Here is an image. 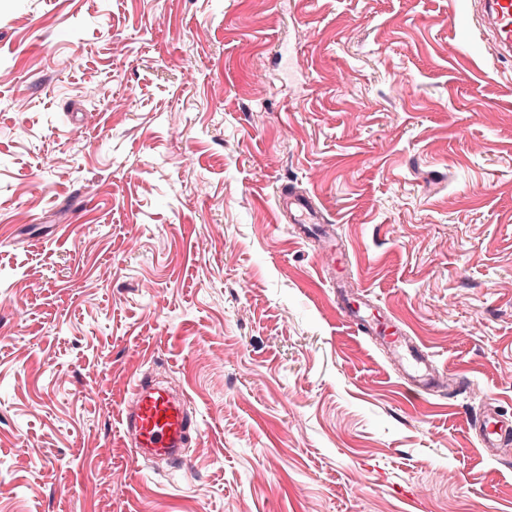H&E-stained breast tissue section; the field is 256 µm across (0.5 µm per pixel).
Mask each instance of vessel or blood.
Returning <instances> with one entry per match:
<instances>
[{
	"label": "vessel or blood",
	"instance_id": "1",
	"mask_svg": "<svg viewBox=\"0 0 512 512\" xmlns=\"http://www.w3.org/2000/svg\"><path fill=\"white\" fill-rule=\"evenodd\" d=\"M473 16L490 40L500 59L512 58V0H473ZM291 223L307 228L322 223L321 210L310 195L288 193L279 200ZM326 259L324 274L343 276L345 256L328 238L322 248ZM342 315L353 324L373 333L390 353L404 384L424 394L445 390L446 378L434 368L423 346L409 336L400 321L388 317L373 319L366 299H343ZM121 431L136 459L179 460L183 450L198 434L199 425L189 413L184 399L149 377H139L129 404L118 412ZM479 445L489 456L512 445V420L501 413L496 401H486L483 412L472 423Z\"/></svg>",
	"mask_w": 512,
	"mask_h": 512
}]
</instances>
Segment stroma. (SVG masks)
<instances>
[{
  "instance_id": "obj_1",
  "label": "stroma",
  "mask_w": 512,
  "mask_h": 512,
  "mask_svg": "<svg viewBox=\"0 0 512 512\" xmlns=\"http://www.w3.org/2000/svg\"><path fill=\"white\" fill-rule=\"evenodd\" d=\"M284 191L470 388L402 384ZM143 372L198 414L186 463L132 461ZM487 398L512 417V60L469 0H0V512H512ZM280 208L288 212L291 224H299L307 228L311 224L325 222L321 216V210L317 207L308 194H294L288 192L280 197ZM495 400H486L484 410L472 423L479 445L493 458L512 440V420L505 417Z\"/></svg>"
}]
</instances>
